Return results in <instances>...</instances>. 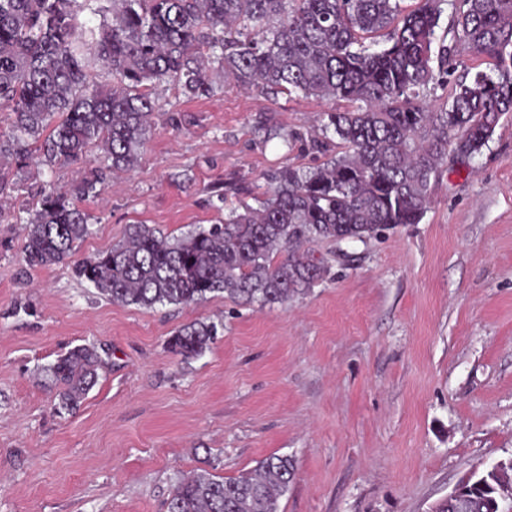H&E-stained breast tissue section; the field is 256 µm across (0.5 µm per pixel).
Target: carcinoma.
Instances as JSON below:
<instances>
[{"label": "carcinoma", "instance_id": "carcinoma-1", "mask_svg": "<svg viewBox=\"0 0 512 512\" xmlns=\"http://www.w3.org/2000/svg\"><path fill=\"white\" fill-rule=\"evenodd\" d=\"M0 0V104L13 114L0 156L25 171L77 163L90 148L104 164L67 190L40 186L26 221L23 258L31 269L71 261L91 234L77 200L98 194L111 174L140 163L159 115L154 85L171 81L189 97L210 95L214 79L265 95L301 93L347 102L327 113L336 155L300 171H271L259 206L242 204L222 224L171 237L130 224L122 241L73 264L76 275L112 301L152 308L224 296L276 305L322 279L327 261L303 246L345 247L399 224H417L448 152L468 163L512 113V0H462L455 46L437 42L441 4L417 0ZM384 37L383 42L376 41ZM463 47L490 59L491 74L455 81L442 112L422 103ZM106 67L112 82L91 70ZM216 325L196 320L169 338L185 359L202 355ZM104 361L82 344L45 368L60 409L77 410ZM295 465L286 454L224 478L180 479L167 512H278ZM512 509V469L466 492L444 512Z\"/></svg>", "mask_w": 512, "mask_h": 512}]
</instances>
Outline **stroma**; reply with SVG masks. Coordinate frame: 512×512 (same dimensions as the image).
I'll list each match as a JSON object with an SVG mask.
<instances>
[{"mask_svg": "<svg viewBox=\"0 0 512 512\" xmlns=\"http://www.w3.org/2000/svg\"><path fill=\"white\" fill-rule=\"evenodd\" d=\"M139 166L82 200L92 233L77 258L142 222L179 236L252 203L269 170L314 167L331 104L228 82L191 98L163 83ZM84 164L17 172L68 188ZM420 223L327 257L287 303L215 297L151 309L110 301L71 265L27 271L32 200L0 210V512H166L183 476L235 477L272 454L295 478L279 512H431L466 473L512 456V114L481 155L445 163ZM220 325L203 355L167 341ZM97 344L98 384L58 410L43 369Z\"/></svg>", "mask_w": 512, "mask_h": 512, "instance_id": "obj_1", "label": "stroma"}]
</instances>
